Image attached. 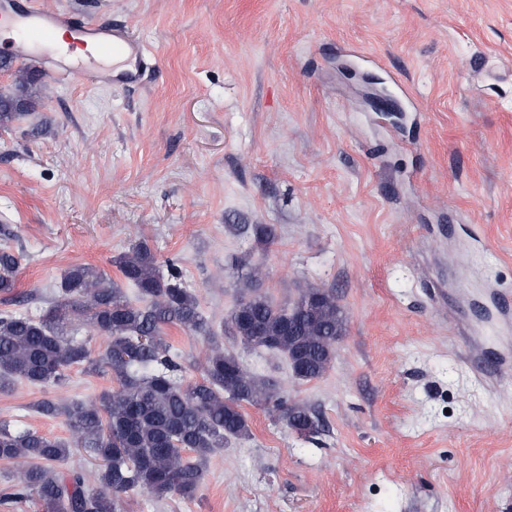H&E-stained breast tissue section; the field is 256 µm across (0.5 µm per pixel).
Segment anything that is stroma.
<instances>
[{"mask_svg": "<svg viewBox=\"0 0 512 512\" xmlns=\"http://www.w3.org/2000/svg\"><path fill=\"white\" fill-rule=\"evenodd\" d=\"M130 29L143 82L65 78L38 52L27 113L0 128V247L22 255L18 303L48 309L77 265L121 275L146 241L223 334L251 264L274 305L335 290L347 320L327 373L296 380L242 351L320 413L309 441L245 406L252 436L214 456L196 496L133 491L121 512H512V372L477 337L484 293L512 298V0H37ZM272 224L256 248L239 225ZM200 379L212 345L165 330ZM63 385L0 390V420L70 439L50 397L116 383L71 365Z\"/></svg>", "mask_w": 512, "mask_h": 512, "instance_id": "obj_1", "label": "stroma"}]
</instances>
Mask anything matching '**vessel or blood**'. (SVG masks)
Returning <instances> with one entry per match:
<instances>
[{
    "instance_id": "b4317fda",
    "label": "vessel or blood",
    "mask_w": 512,
    "mask_h": 512,
    "mask_svg": "<svg viewBox=\"0 0 512 512\" xmlns=\"http://www.w3.org/2000/svg\"><path fill=\"white\" fill-rule=\"evenodd\" d=\"M4 26L22 27L27 40L34 45L54 43L58 32L66 31L69 49H80L89 58L99 61L117 62L145 55L143 44L128 29L69 13L47 14L38 8L35 0H25L19 10L8 2L1 5L0 28Z\"/></svg>"
}]
</instances>
